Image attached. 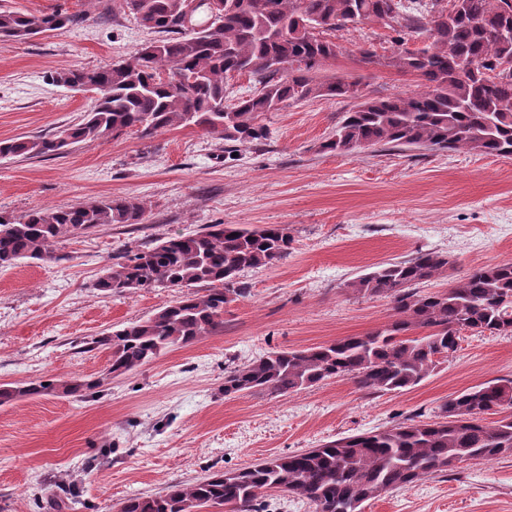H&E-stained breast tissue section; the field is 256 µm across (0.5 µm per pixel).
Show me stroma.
<instances>
[{
  "label": "stroma",
  "instance_id": "obj_1",
  "mask_svg": "<svg viewBox=\"0 0 512 512\" xmlns=\"http://www.w3.org/2000/svg\"><path fill=\"white\" fill-rule=\"evenodd\" d=\"M27 13L62 9L85 22L28 41L0 40V139L51 135L80 121L88 95L52 84L64 67L130 57L150 30L118 0H0ZM344 53L322 78H357L365 94L415 90L409 74L362 62L398 38L380 23L339 34ZM345 99L317 98L268 113V137L229 156L195 127L150 139L129 132L81 143L62 157L0 160V212L21 216L124 196L148 204L141 224L73 235L55 258L0 269V383L102 376L110 353L97 338L177 299L156 288L107 295L94 283L125 251L207 224H283L287 257L243 272L246 297L230 303L222 331L177 346L83 399L39 396L0 406V512H51L60 487L74 512H118L134 495L164 491L211 472L237 470L351 434L419 418L452 395L512 380V335L464 333L449 362L418 386L371 393L337 377L285 396L225 395L224 370L272 352L361 336L394 319L389 299L346 283L369 267L418 251L449 260L421 292L446 290L488 264L512 263V156L370 147L324 153ZM362 512H512V455L459 463L365 501Z\"/></svg>",
  "mask_w": 512,
  "mask_h": 512
}]
</instances>
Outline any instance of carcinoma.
<instances>
[{"instance_id": "obj_1", "label": "carcinoma", "mask_w": 512, "mask_h": 512, "mask_svg": "<svg viewBox=\"0 0 512 512\" xmlns=\"http://www.w3.org/2000/svg\"><path fill=\"white\" fill-rule=\"evenodd\" d=\"M211 14L200 0L186 26L190 0H121L160 38L102 68L49 75L59 86L95 84L99 96L84 118L51 136L0 140V158L62 155L81 142L134 131L151 138L195 126L224 145L268 136L263 116L314 98L354 102L320 148L348 154L372 146L512 156V0H219ZM84 22L66 10L32 14L0 8V39L29 40ZM374 22L427 34L429 46L404 45L389 56L366 49L368 64L416 76L411 93L369 98L361 81L321 79L317 71L343 54L337 32ZM248 73L259 85L227 102L224 79ZM147 206L115 197L68 208L43 207L15 217L0 213V268L53 257L63 238L112 224H141ZM282 224H208L192 234L129 250L94 288L121 295L168 288L180 296L152 314L102 337L110 350L101 378H48L0 384V405L34 396L83 399L106 379L137 371L175 346L224 328L226 307L249 293L245 269L271 267L291 249ZM448 258L418 252L348 281L352 293L391 299L396 319L362 336L302 350L270 352L224 372V394H285L348 377L373 392H403L424 381L458 351L461 333L512 335V264L486 265L431 294L419 285L440 275ZM420 329L421 336H409ZM484 415H497L491 424ZM512 455V380L471 387L442 404L433 421H412L340 437L235 471H217L155 495L133 496L121 512H202L224 505L264 512L266 497H301L315 512H361L363 502L469 460Z\"/></svg>"}]
</instances>
